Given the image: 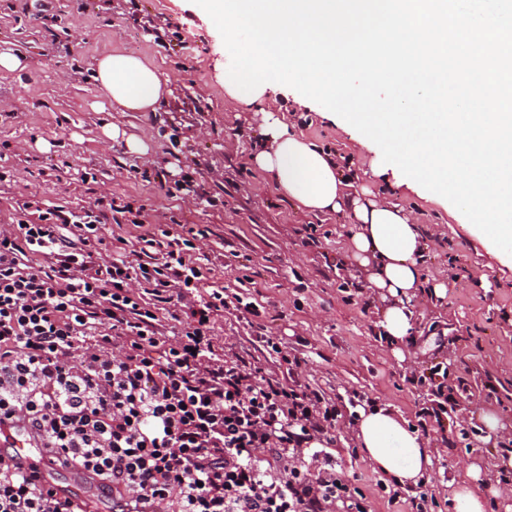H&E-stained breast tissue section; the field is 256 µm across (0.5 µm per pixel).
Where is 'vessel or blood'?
Instances as JSON below:
<instances>
[{
	"label": "vessel or blood",
	"mask_w": 512,
	"mask_h": 512,
	"mask_svg": "<svg viewBox=\"0 0 512 512\" xmlns=\"http://www.w3.org/2000/svg\"><path fill=\"white\" fill-rule=\"evenodd\" d=\"M0 457L14 469L36 476L48 488H55L57 470L23 422L0 423Z\"/></svg>",
	"instance_id": "b4317fda"
}]
</instances>
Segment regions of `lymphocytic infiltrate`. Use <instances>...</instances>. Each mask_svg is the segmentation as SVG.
Segmentation results:
<instances>
[{
    "label": "lymphocytic infiltrate",
    "instance_id": "f902f5d3",
    "mask_svg": "<svg viewBox=\"0 0 512 512\" xmlns=\"http://www.w3.org/2000/svg\"><path fill=\"white\" fill-rule=\"evenodd\" d=\"M95 208L0 225V421L24 419L51 463L88 472L112 512H369L336 469L333 398L215 347L223 290L195 236L145 229L104 254ZM176 304L167 329L160 304ZM0 512H84L0 460Z\"/></svg>",
    "mask_w": 512,
    "mask_h": 512
}]
</instances>
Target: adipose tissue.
Here are the masks:
<instances>
[{"label":"adipose tissue","instance_id":"1","mask_svg":"<svg viewBox=\"0 0 512 512\" xmlns=\"http://www.w3.org/2000/svg\"><path fill=\"white\" fill-rule=\"evenodd\" d=\"M93 69L102 96L122 112L156 111L167 93L168 81L152 63L117 49L97 58ZM261 135L254 161L282 194L306 212L338 214L354 224L355 256L369 267L371 286L389 300L381 327L390 344L405 342L412 328L409 305L424 287L419 261L427 245L417 224L398 203L369 198L338 162L290 132L276 112L265 113ZM355 438L364 460L389 481L412 486L427 480L432 452L400 415L380 406L362 411ZM482 477L472 463L464 477L451 480L456 512H488L494 503L512 512V487L492 486L487 498L473 492L472 482Z\"/></svg>","mask_w":512,"mask_h":512}]
</instances>
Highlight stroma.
<instances>
[{"mask_svg":"<svg viewBox=\"0 0 512 512\" xmlns=\"http://www.w3.org/2000/svg\"><path fill=\"white\" fill-rule=\"evenodd\" d=\"M148 59L169 80L154 112H116L93 78L94 60L112 49ZM0 51L24 65L0 71V224L29 199L81 208L107 201L141 212L146 223L204 230L198 245L209 274L201 293L223 289L259 308L215 316L217 345H234L271 369L256 341H281L301 361L299 383L335 398L337 469L368 499L372 512H411L391 498L353 439L359 408L381 404L401 414L433 451L420 485L435 512H454L448 483L468 463L497 465L512 439V255L485 242L449 201L420 186L375 176L379 147L317 103L299 105L284 88L280 104L296 133L359 176L373 193L398 202L416 219L427 248L419 262L444 297L413 299L411 339L396 356L380 326L384 306L354 256V225L314 215L288 201L253 157L261 118L224 93L220 64L230 55L208 14L193 0H0ZM117 125L148 149L129 152L105 128ZM425 376L422 384L414 376ZM463 377L456 408L419 424L417 413L443 378ZM499 419L489 431L480 419Z\"/></svg>","mask_w":512,"mask_h":512,"instance_id":"stroma-1","label":"stroma"}]
</instances>
